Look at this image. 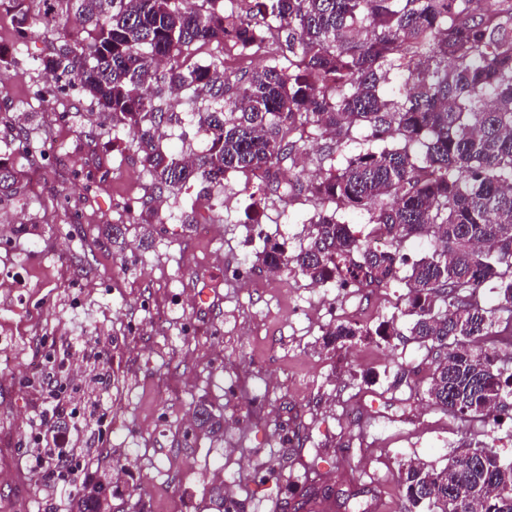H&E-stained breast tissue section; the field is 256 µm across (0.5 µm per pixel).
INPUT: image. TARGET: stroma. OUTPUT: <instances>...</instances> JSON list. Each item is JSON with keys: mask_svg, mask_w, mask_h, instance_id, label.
<instances>
[{"mask_svg": "<svg viewBox=\"0 0 512 512\" xmlns=\"http://www.w3.org/2000/svg\"><path fill=\"white\" fill-rule=\"evenodd\" d=\"M30 6L0 0V48L17 54L15 75L0 79V137L20 127L23 105H38L46 154L28 174L30 204L0 226V512H68L81 491L47 483L29 454L49 352L75 361L89 340L108 357L78 372V389L67 392L74 415L58 431L91 460L90 475L114 468L120 512H218L213 490L229 471L234 512H406L397 472L408 456L440 468L464 439L491 435L512 460V420L470 424L429 405L417 344L372 335L324 347L323 328L350 313L372 328L389 319L403 285L342 290L256 264V225L289 252L306 244L314 209L304 199L272 191L253 206L255 178L231 172L223 188L196 183L178 197L210 219L207 235L137 223L151 189L132 135L111 144L77 89L53 109L37 99L47 84L33 58L58 28L75 33L78 24L35 26L16 45L12 17ZM219 194L215 218L209 204ZM107 221L125 225V253L99 234ZM202 277L223 286L197 304L190 297ZM403 367L411 374L402 381ZM201 399L223 416L224 432L185 438Z\"/></svg>", "mask_w": 512, "mask_h": 512, "instance_id": "1", "label": "stroma"}]
</instances>
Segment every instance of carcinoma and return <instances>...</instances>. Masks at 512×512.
Listing matches in <instances>:
<instances>
[{"label":"carcinoma","instance_id":"carcinoma-1","mask_svg":"<svg viewBox=\"0 0 512 512\" xmlns=\"http://www.w3.org/2000/svg\"><path fill=\"white\" fill-rule=\"evenodd\" d=\"M38 4L15 16L17 41L33 25L79 19L81 36H58L36 68L69 76L89 101L88 120L133 135L152 187L143 223H163V194L195 182L222 188L229 172L276 186L282 164L321 134L334 142L319 158L324 174L286 191L314 205L306 245L290 255L262 232L255 262L342 289L404 282V323L372 331L338 320L324 346L406 335L430 358L431 405L476 422L512 411V0H256L264 29L222 0ZM272 32L288 55L272 52L233 81L219 55L187 63L194 44L257 52ZM179 92L206 141L188 161L162 146L164 127L181 122L163 106ZM32 130L0 147V206L27 199V170L45 160ZM350 142L358 151L336 166L333 148ZM343 208L369 216L365 238L336 218ZM416 237L434 242L419 259L405 251ZM378 238L387 248L371 245ZM473 340L481 346L469 351ZM223 431L199 402L191 433ZM398 480L420 512H512V462L486 441H463L440 469L404 462Z\"/></svg>","mask_w":512,"mask_h":512}]
</instances>
